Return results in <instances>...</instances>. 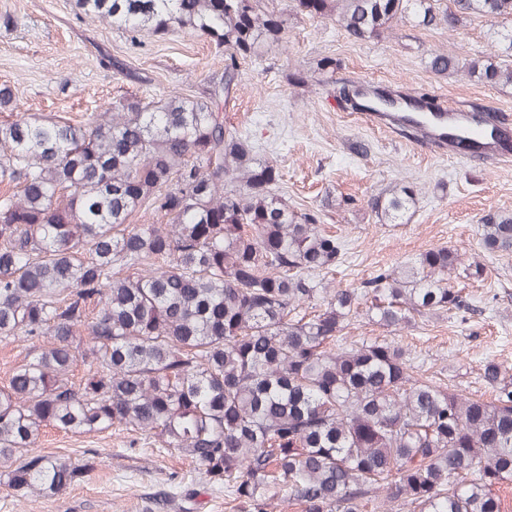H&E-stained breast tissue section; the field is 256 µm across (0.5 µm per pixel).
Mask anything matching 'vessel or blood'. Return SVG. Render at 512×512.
Masks as SVG:
<instances>
[{"instance_id":"vessel-or-blood-1","label":"vessel or blood","mask_w":512,"mask_h":512,"mask_svg":"<svg viewBox=\"0 0 512 512\" xmlns=\"http://www.w3.org/2000/svg\"><path fill=\"white\" fill-rule=\"evenodd\" d=\"M361 119L371 126L394 129L408 125L417 133L419 140L426 144L448 151H455L456 139L476 142V158L512 156V120L503 118L497 124L495 134L477 129L468 119L467 113L444 105L438 97L413 101L410 112H374L361 110Z\"/></svg>"}]
</instances>
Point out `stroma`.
<instances>
[{"label":"stroma","mask_w":512,"mask_h":512,"mask_svg":"<svg viewBox=\"0 0 512 512\" xmlns=\"http://www.w3.org/2000/svg\"><path fill=\"white\" fill-rule=\"evenodd\" d=\"M273 5L285 19L280 38L240 61L242 84L224 117L246 134L259 158L276 164L277 188L290 207L305 211L329 200L321 227L344 245L330 287H358L377 270L416 263L438 248L483 269L465 283L470 314H427L392 333L361 316L341 332L340 344L391 336L411 354L417 373L460 394L491 398L482 380L485 364L512 371V254L485 249L480 219L512 210V163L445 155L371 128L319 84L318 64L329 60L338 78L385 80L397 90L442 96L457 108L481 106L512 118V85L487 86L429 68L437 49L467 59L494 52L500 22L472 16L452 31L403 20L386 38L361 41L331 21L294 16L291 0ZM4 16L11 22L0 23V87L12 91L0 106L5 114L87 120L128 94L196 96L205 78L229 62L224 50L188 29L130 41L108 24L79 19L74 0H0ZM105 54L121 60L124 70L102 63ZM294 72L305 75L303 85L288 81ZM396 183L409 186L416 202L403 221L388 224L369 203ZM37 448L92 467L62 494L32 503L0 486V512H141L145 494L173 489L192 493L191 512H231L223 492L203 487L194 463L136 433L49 430Z\"/></svg>","instance_id":"1"}]
</instances>
